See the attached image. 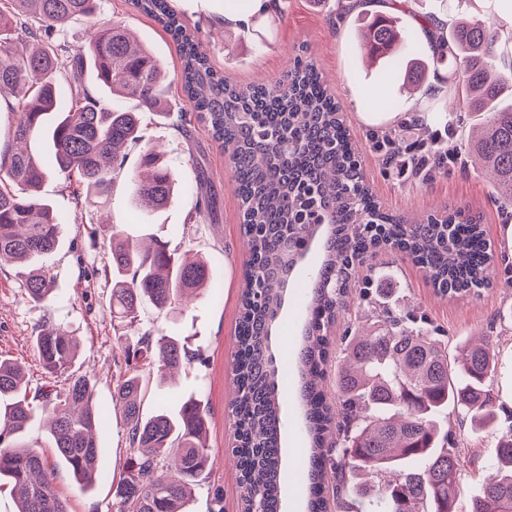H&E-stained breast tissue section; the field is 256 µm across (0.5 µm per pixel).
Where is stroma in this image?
I'll return each instance as SVG.
<instances>
[{
  "label": "stroma",
  "instance_id": "1",
  "mask_svg": "<svg viewBox=\"0 0 512 512\" xmlns=\"http://www.w3.org/2000/svg\"><path fill=\"white\" fill-rule=\"evenodd\" d=\"M185 25L196 30L213 67L229 82L248 85L283 79L297 60L314 61L341 104L346 126L358 160L375 195L393 214L417 218L437 212L462 210L479 217L494 255L492 288L481 295L445 299L436 295L426 272L406 254L385 251L366 257L355 272L356 280L371 274L384 275L386 285L367 304L351 298L331 330L341 339L373 315L376 307L397 312L425 313L441 329L448 349L484 335L493 347L497 365L491 377L495 403L501 411H512V212L500 209L491 198V185L480 172L454 162L440 167L427 179L400 182L374 150L376 139H403L404 128L415 117H424L429 131L450 129L449 144L463 148L462 128L473 125L471 113L448 110L443 85L447 70L430 79L429 94L410 95L399 79L385 76L382 65L359 59L355 48L360 28L358 13H344L338 0H279L278 10L256 13L250 0H170ZM482 13L504 33H512V0H412V10L401 13L422 18L464 13ZM241 15L238 24L225 25V14ZM99 21H119L142 39L166 71L169 109L188 108L178 76L181 60L169 35L149 16L139 13L129 0H98ZM117 107L141 114L145 139L164 144L165 161L177 179L170 204L160 211H136L129 204L132 176L139 165V148H131L125 170L103 207L77 206L67 180L47 178L42 196L64 217L62 241L44 263L53 274L54 301L50 308L29 302L25 296L26 270L13 264L0 265V356L25 368L28 391L47 385L33 336L38 326L64 327L80 341L76 370L96 379L95 402L109 411L108 421L98 432L102 464L92 488H82L68 465L56 453L42 416L31 421L23 440L40 449L54 470L56 491L69 512H118L112 493L121 466L129 453L127 429L122 413L112 401L114 385L126 371L122 340L136 341L146 330L185 340L200 351L203 360L179 372L175 378L151 375L146 381L144 412L158 403L177 410L185 400L203 401L208 409L207 441L212 450L206 472L194 487L190 512H238L237 475L229 456L234 444L233 419L228 408L233 389L232 363L238 317V288L245 261V238L241 227V203L234 191L231 172L222 151L206 126L193 123L188 133L174 129L158 113L141 111L137 101L120 99ZM207 170L216 200L211 214L196 212V181L199 170ZM138 241L153 238L205 258L212 270L210 288L185 309L161 312L144 307L139 322L118 336L110 312L112 279L107 276L109 253L103 242L108 225ZM304 307L296 289L288 300L272 338L277 365L294 363L300 341ZM281 388L286 395L283 448L288 474L284 484L285 512H305L304 484L295 472L304 447L298 381L289 375ZM452 438L463 444L457 488L458 512H468L472 497L492 474L496 434L475 428L469 417L451 419Z\"/></svg>",
  "mask_w": 512,
  "mask_h": 512
}]
</instances>
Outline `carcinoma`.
Segmentation results:
<instances>
[{
	"mask_svg": "<svg viewBox=\"0 0 512 512\" xmlns=\"http://www.w3.org/2000/svg\"><path fill=\"white\" fill-rule=\"evenodd\" d=\"M97 0H4L0 6V102L17 114L20 148L0 154V263L28 268L27 299L47 307L53 278L38 260L60 242L61 221L38 191L53 172L75 182L77 200L93 205L123 174L128 149L141 145L140 171L130 203L136 210L167 206L174 174L156 147L144 143L139 113L111 107L84 81L166 113V74L149 49L120 22H92L87 45L53 39L75 18L94 16ZM173 38L181 59L179 81L194 121L209 127L226 154L243 205L248 262L239 288L234 390L230 403L236 445L239 512H280L285 476L281 447L278 368L269 340L294 274L293 256L313 234L322 238L321 262L301 295L306 304L297 368L302 384V429L308 439L304 483L308 512H456L460 450L448 447L445 413L470 416L483 427L498 423L489 388L494 351L468 341L454 356L432 336L426 318L380 310L341 340L336 401L322 384L331 362L329 330L344 298L358 289L352 259L372 248L397 249L423 267L437 294L462 297L490 285L491 254L481 224L452 212L408 220L388 213L366 182L341 106L313 61L270 84L238 86L224 80L168 0H132ZM358 47L383 62L385 75L420 87L427 74L452 72L448 93L485 118L467 133L465 162L488 173L495 196L512 204V63L496 60L499 28L478 17L448 25L446 43L425 45L412 29L384 15L367 17ZM71 90L61 104L60 81ZM58 113L50 128L44 116ZM46 136L45 157L27 143ZM112 311L133 324L145 305L169 312L209 286L202 260L188 262L166 242L144 246L112 228ZM43 369L62 384L29 394L23 367L0 359V397L15 402L0 418V479L11 484L18 512H67L54 475L36 448L21 442L40 409L48 413L57 453L74 478L91 481L101 466L96 433L104 412L95 385L72 370L73 337L60 326L35 336ZM127 375L113 398L126 422L130 453L114 489L119 512H188L194 483L206 470L208 410L189 399L176 414L162 404L143 414L141 368L162 372L199 359L180 340L146 331L124 346ZM497 471L470 504V512H512V423L500 428ZM336 496L327 497L328 484Z\"/></svg>",
	"mask_w": 512,
	"mask_h": 512,
	"instance_id": "obj_1",
	"label": "carcinoma"
}]
</instances>
